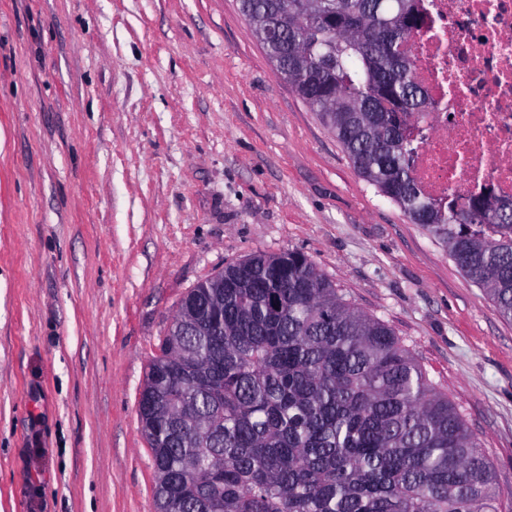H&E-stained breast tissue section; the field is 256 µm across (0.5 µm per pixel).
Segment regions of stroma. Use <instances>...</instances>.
<instances>
[{"mask_svg":"<svg viewBox=\"0 0 512 512\" xmlns=\"http://www.w3.org/2000/svg\"><path fill=\"white\" fill-rule=\"evenodd\" d=\"M304 253L512 512V321L365 181L239 0H0V512H156L137 399L190 288Z\"/></svg>","mask_w":512,"mask_h":512,"instance_id":"35a3bbf8","label":"stroma"}]
</instances>
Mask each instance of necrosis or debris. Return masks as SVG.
<instances>
[{
  "label": "necrosis or debris",
  "mask_w": 512,
  "mask_h": 512,
  "mask_svg": "<svg viewBox=\"0 0 512 512\" xmlns=\"http://www.w3.org/2000/svg\"><path fill=\"white\" fill-rule=\"evenodd\" d=\"M410 58L427 110L410 120L430 198L512 199V0H423Z\"/></svg>",
  "instance_id": "1"
}]
</instances>
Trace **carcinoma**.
<instances>
[{"label":"carcinoma","instance_id":"obj_1","mask_svg":"<svg viewBox=\"0 0 512 512\" xmlns=\"http://www.w3.org/2000/svg\"><path fill=\"white\" fill-rule=\"evenodd\" d=\"M284 83L365 181L435 233L512 320V201L431 200L412 176L427 107L404 45L418 0H240ZM158 512H499L462 416L384 321L296 250L183 298L139 394Z\"/></svg>","mask_w":512,"mask_h":512}]
</instances>
